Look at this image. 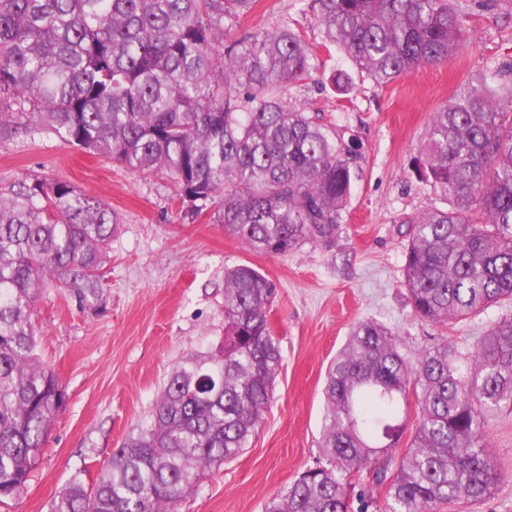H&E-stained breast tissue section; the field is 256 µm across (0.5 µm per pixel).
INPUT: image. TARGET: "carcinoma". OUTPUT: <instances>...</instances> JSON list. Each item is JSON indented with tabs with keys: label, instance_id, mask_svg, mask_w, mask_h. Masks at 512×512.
Masks as SVG:
<instances>
[{
	"label": "carcinoma",
	"instance_id": "carcinoma-1",
	"mask_svg": "<svg viewBox=\"0 0 512 512\" xmlns=\"http://www.w3.org/2000/svg\"><path fill=\"white\" fill-rule=\"evenodd\" d=\"M253 0H0V136L52 135L133 173L161 171L180 203L249 249L286 255L328 243L363 156L352 139L280 91L309 79L313 47L286 26L238 40ZM324 44L385 86L448 60L465 19L451 0H312ZM462 87L433 113L418 172L449 204L408 220L403 285L415 315L460 322L512 300V93ZM19 111H14V104ZM118 216L65 182L0 194V502L17 497L65 393L36 352L34 302L48 282L79 302ZM274 287L248 265L224 274V344L177 366L150 419L112 451L95 488L74 477L53 512H177L206 471L235 458L273 398L282 355L268 323ZM417 423L406 432L409 390ZM322 449L265 512H436L489 497L500 474L487 417L512 404V320L470 351L444 340L415 361L394 334L358 323L330 363ZM384 504H379V497Z\"/></svg>",
	"mask_w": 512,
	"mask_h": 512
}]
</instances>
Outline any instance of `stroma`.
I'll use <instances>...</instances> for the list:
<instances>
[{"mask_svg": "<svg viewBox=\"0 0 512 512\" xmlns=\"http://www.w3.org/2000/svg\"><path fill=\"white\" fill-rule=\"evenodd\" d=\"M453 4L468 17L465 47L384 87L354 72L339 51L321 48L316 16L302 0H256L230 29L235 40L287 26L318 47L314 80L286 95L357 138L364 156L345 219L328 244L261 255L211 215H188L163 173H132L52 137L0 139V192L22 182H66L119 217L100 269L98 304L80 306L55 283L36 301L37 352L59 376L65 401L26 489L0 502V512H51L60 489L76 475L86 487L95 485L113 449L148 418L173 368L223 341L225 268L246 264L274 283L268 319L282 363L273 400L246 449L208 472L177 512H264L301 472L324 465L326 371L357 323L391 328L400 353L412 360L443 339L476 347L494 323L512 319V301L506 300L464 321L434 325L415 316L402 285L408 243L402 219L441 204L415 173L433 113L461 84L480 83L487 69L512 66V16L490 0ZM341 70L354 73L355 86L345 95L330 84ZM484 440L500 473L493 494L440 512H512L511 407L488 418Z\"/></svg>", "mask_w": 512, "mask_h": 512, "instance_id": "obj_1", "label": "stroma"}]
</instances>
